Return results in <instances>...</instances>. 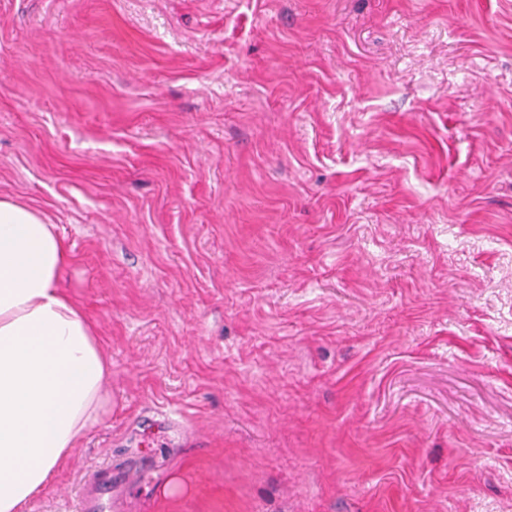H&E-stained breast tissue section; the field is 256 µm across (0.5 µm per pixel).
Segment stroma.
I'll return each instance as SVG.
<instances>
[{
    "label": "stroma",
    "instance_id": "obj_1",
    "mask_svg": "<svg viewBox=\"0 0 512 512\" xmlns=\"http://www.w3.org/2000/svg\"><path fill=\"white\" fill-rule=\"evenodd\" d=\"M0 197L112 362L24 512H512V0H0ZM121 479L112 461L91 472L78 488L77 511L112 512V491Z\"/></svg>",
    "mask_w": 512,
    "mask_h": 512
}]
</instances>
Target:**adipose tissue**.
I'll return each instance as SVG.
<instances>
[{"label": "adipose tissue", "mask_w": 512, "mask_h": 512, "mask_svg": "<svg viewBox=\"0 0 512 512\" xmlns=\"http://www.w3.org/2000/svg\"><path fill=\"white\" fill-rule=\"evenodd\" d=\"M57 225L0 198V512H23L111 408L112 364L62 286Z\"/></svg>", "instance_id": "ef3b65f1"}]
</instances>
